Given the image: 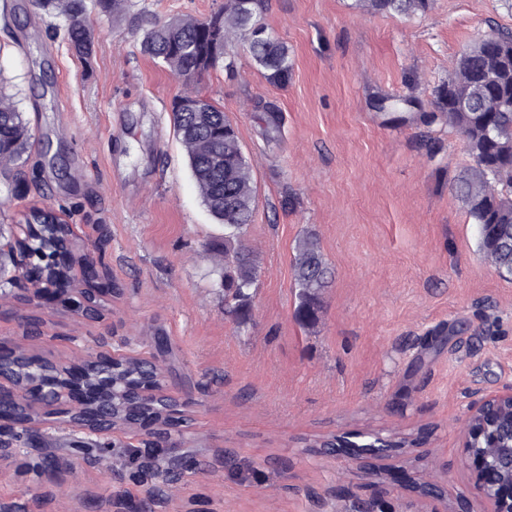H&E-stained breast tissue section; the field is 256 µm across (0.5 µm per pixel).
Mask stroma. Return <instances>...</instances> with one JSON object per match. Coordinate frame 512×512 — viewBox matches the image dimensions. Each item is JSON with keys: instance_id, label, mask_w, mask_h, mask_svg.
<instances>
[{"instance_id": "obj_1", "label": "stroma", "mask_w": 512, "mask_h": 512, "mask_svg": "<svg viewBox=\"0 0 512 512\" xmlns=\"http://www.w3.org/2000/svg\"><path fill=\"white\" fill-rule=\"evenodd\" d=\"M225 0H131L95 15L93 52L71 50L58 19L0 13V83L35 136L0 168V218L26 236L53 208L87 238L97 314L0 298V337L71 367L96 352L156 364L182 403L177 481L138 476L170 459L153 424L134 448L78 451L47 428L0 457L8 512H485L462 453L474 391L512 383V276L477 250L453 191L465 143L432 121L437 94L477 34L512 29L505 0H429L425 12H367L358 0H264L288 49L271 82L243 37L194 83L237 129L256 191L244 243L259 274L245 333L224 311V228L201 201L170 118L181 78L141 49L155 21L198 20ZM411 96L406 120L376 99ZM277 106L270 127L262 103ZM432 147H425L423 137ZM318 239L332 278L318 321L295 317L298 240ZM395 442L353 457L323 441Z\"/></svg>"}]
</instances>
